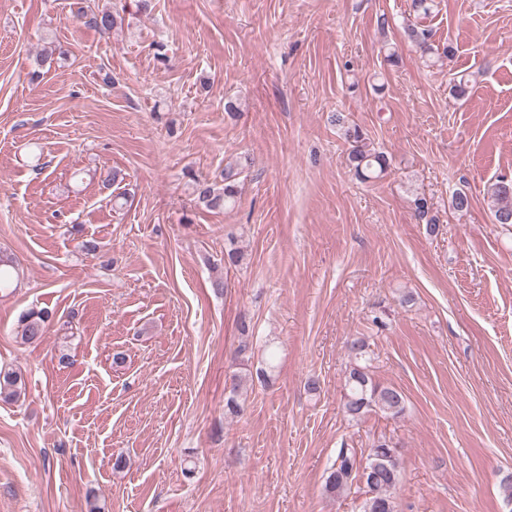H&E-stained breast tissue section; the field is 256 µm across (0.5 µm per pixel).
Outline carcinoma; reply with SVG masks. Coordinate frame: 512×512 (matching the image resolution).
I'll use <instances>...</instances> for the list:
<instances>
[{
  "instance_id": "obj_1",
  "label": "carcinoma",
  "mask_w": 512,
  "mask_h": 512,
  "mask_svg": "<svg viewBox=\"0 0 512 512\" xmlns=\"http://www.w3.org/2000/svg\"><path fill=\"white\" fill-rule=\"evenodd\" d=\"M122 17L111 11L93 15L89 24L104 31L118 25ZM332 122L344 128L346 140L353 143L349 162L355 175L364 180L382 177L390 167V159L382 151L371 150L365 145L363 130L346 123L341 113L332 115ZM252 161L245 156L235 165L224 168L222 185L206 179L192 178V194L197 202L210 210H223L236 204L239 195V178L250 167ZM494 218L499 224H512V180L502 178L493 188ZM415 209L420 219L426 220L425 233L433 236L438 225L427 218L428 201L415 200ZM18 277L15 260L0 252V288H8ZM51 323V314L46 310H31L19 320L18 336L25 344H34L46 336ZM346 350L351 360L345 376L342 411L350 421H357L374 411L391 417H399L405 412V399L400 390L376 382L371 374L370 344L365 336H352L346 341ZM241 376H233L229 384V395L224 404L225 414L235 417L241 407L238 394ZM24 380L15 371L0 369V397L13 400L20 396ZM363 478L366 498L363 512H395L393 490L400 481L401 470L396 445L380 438L367 450L366 459L358 457L354 448L344 444L338 449L336 458L325 480V492L334 497L349 490L357 477Z\"/></svg>"
}]
</instances>
